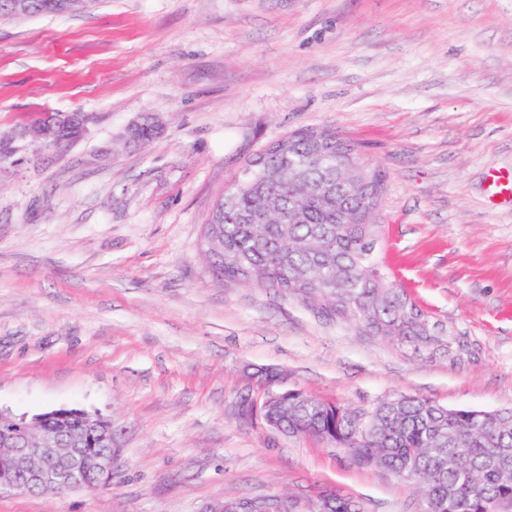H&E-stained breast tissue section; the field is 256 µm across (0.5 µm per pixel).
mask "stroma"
I'll return each mask as SVG.
<instances>
[{"label": "stroma", "instance_id": "35a3bbf8", "mask_svg": "<svg viewBox=\"0 0 512 512\" xmlns=\"http://www.w3.org/2000/svg\"><path fill=\"white\" fill-rule=\"evenodd\" d=\"M81 112L59 153L0 165V409L112 421V480L0 512H223L320 495L421 512L419 485L242 415L250 376L368 408L512 409V0H92L0 21V136ZM156 118L128 147L125 129ZM329 129L385 178L375 249L465 362L214 276L203 226L247 160Z\"/></svg>", "mask_w": 512, "mask_h": 512}]
</instances>
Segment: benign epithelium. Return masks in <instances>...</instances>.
I'll return each instance as SVG.
<instances>
[{
	"label": "benign epithelium",
	"mask_w": 512,
	"mask_h": 512,
	"mask_svg": "<svg viewBox=\"0 0 512 512\" xmlns=\"http://www.w3.org/2000/svg\"><path fill=\"white\" fill-rule=\"evenodd\" d=\"M88 118L80 112L57 114L42 121L38 131L24 127L13 137L29 141L39 148H50L59 138L70 131H86ZM344 178L340 188L347 195L358 192L363 175L355 167L343 168ZM261 403H253L265 409L271 401L288 391L283 377L266 383L257 382ZM77 413L88 418L91 424L80 432H73L65 425L68 410L56 409L32 416L14 415L0 409V425L11 430L0 436V493H65L73 489H96L112 481L113 457L101 453L93 466H87L80 445L91 446L96 430L109 423V419L84 410ZM333 495L320 496L300 510L294 500L286 501L279 512H330Z\"/></svg>",
	"instance_id": "obj_1"
}]
</instances>
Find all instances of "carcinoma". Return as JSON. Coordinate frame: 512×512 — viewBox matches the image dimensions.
<instances>
[{"label":"carcinoma","mask_w":512,"mask_h":512,"mask_svg":"<svg viewBox=\"0 0 512 512\" xmlns=\"http://www.w3.org/2000/svg\"><path fill=\"white\" fill-rule=\"evenodd\" d=\"M85 0H28V12L59 15ZM156 137L148 119L130 131L140 147ZM261 150L277 179L246 186L234 177L207 219L224 226V244L209 266L221 278L300 296L338 317L359 321L370 333L394 336L412 352H442L453 364L468 349L452 332L428 320L407 294L388 280L375 257L377 213L383 193L380 172L330 130L294 132ZM352 160L365 172L366 192L336 203L338 161ZM270 211L277 222L254 224ZM282 429L336 434V445L362 466L383 467L402 479L427 478L422 512H493L512 499V410L490 417L482 432L471 410L448 409L426 399L400 396L368 409L373 429L360 432L362 410L291 391L277 400Z\"/></svg>","instance_id":"1"}]
</instances>
